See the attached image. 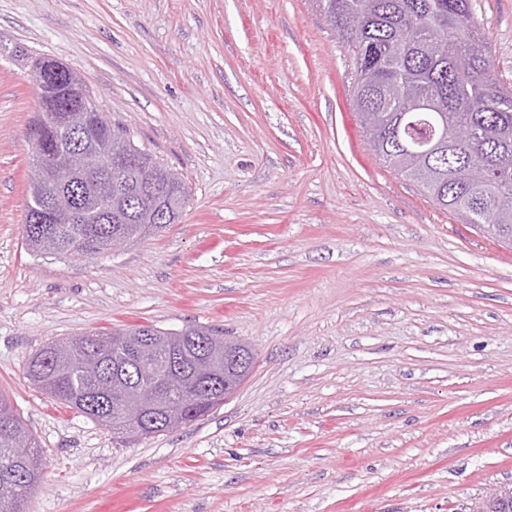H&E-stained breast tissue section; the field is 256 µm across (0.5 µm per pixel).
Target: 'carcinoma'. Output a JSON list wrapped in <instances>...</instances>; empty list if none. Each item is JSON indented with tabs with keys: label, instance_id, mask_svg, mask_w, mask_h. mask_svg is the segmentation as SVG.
Listing matches in <instances>:
<instances>
[{
	"label": "carcinoma",
	"instance_id": "obj_1",
	"mask_svg": "<svg viewBox=\"0 0 512 512\" xmlns=\"http://www.w3.org/2000/svg\"><path fill=\"white\" fill-rule=\"evenodd\" d=\"M318 11L337 29L355 65L353 100L357 113H370L375 122L368 136L382 140L374 153L443 210L475 227L494 224L491 234L512 248V88L492 76L493 64L486 38L478 32L472 0H315ZM50 96L43 102L52 110L90 99L76 92L68 76L48 74ZM431 92L436 107L447 113V140L434 153L400 167L401 152L387 142L388 130L401 124L411 140L436 123V111L415 118L405 116L412 95ZM79 113L88 140L112 148L119 155L131 150L138 162L124 170L112 169L111 223L99 224L89 215L87 224H36L25 230L29 249L37 254L90 257L113 248L120 234L141 239L164 228L155 223L163 209L167 223H175L188 201L184 182L149 153L112 127L93 102ZM460 125L473 126L477 137L457 139ZM33 152L35 163L53 159L54 142L61 131L51 119ZM152 333L162 353L192 363L194 338L224 332L188 327L167 332L136 326L111 332H90L66 342H52L27 364L28 378L51 397L115 431L120 417L112 412L109 391L121 380L119 367L128 362L134 345ZM26 448L16 460L11 448ZM41 456L27 425L0 395V512H24V503L40 480Z\"/></svg>",
	"mask_w": 512,
	"mask_h": 512
}]
</instances>
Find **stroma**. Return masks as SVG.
<instances>
[{
    "label": "stroma",
    "mask_w": 512,
    "mask_h": 512,
    "mask_svg": "<svg viewBox=\"0 0 512 512\" xmlns=\"http://www.w3.org/2000/svg\"><path fill=\"white\" fill-rule=\"evenodd\" d=\"M512 83V0H473ZM177 173V223L92 258L24 240L35 60ZM312 0H0V392L26 512H469L512 483V249L371 150ZM222 329L256 367L207 416L116 437L26 376L47 343ZM23 447V448H22ZM8 448L18 456L16 460ZM41 456L27 425L0 395V512H24V503L40 480Z\"/></svg>",
    "instance_id": "35a3bbf8"
}]
</instances>
